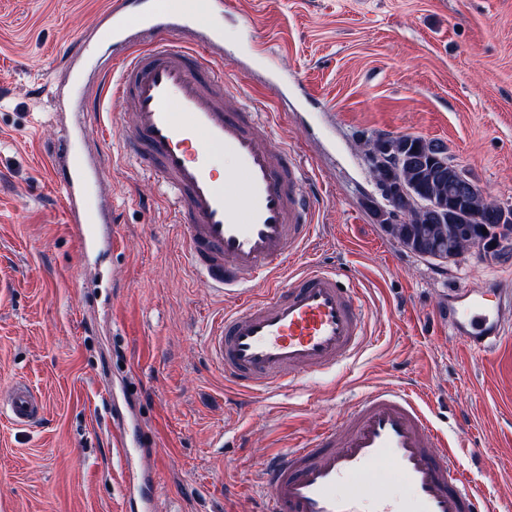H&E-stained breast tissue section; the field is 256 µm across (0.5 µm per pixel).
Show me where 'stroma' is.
<instances>
[{
    "instance_id": "stroma-1",
    "label": "stroma",
    "mask_w": 512,
    "mask_h": 512,
    "mask_svg": "<svg viewBox=\"0 0 512 512\" xmlns=\"http://www.w3.org/2000/svg\"><path fill=\"white\" fill-rule=\"evenodd\" d=\"M106 2L0 0V382H26L45 406L31 427L0 412V512H136L112 450L116 382L159 464L158 512H257L269 454L390 384L428 398L463 465L512 507V341L471 352L445 315L449 289H512V255L405 250L376 222L384 200L362 149L383 134L441 141L486 197L512 205V0H224V82L272 116L317 200L313 240L276 283L333 268L367 316L354 359L254 397L206 360L226 307L182 260L160 184L127 160L130 115L107 101L82 117L106 158L90 199L113 215L96 280L36 160L66 134L55 113L81 90L64 60ZM107 53L90 40L86 65Z\"/></svg>"
}]
</instances>
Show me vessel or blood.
<instances>
[{"mask_svg":"<svg viewBox=\"0 0 512 512\" xmlns=\"http://www.w3.org/2000/svg\"><path fill=\"white\" fill-rule=\"evenodd\" d=\"M100 43L115 47L90 86L130 112L127 149L134 163L171 193L183 258L233 306L206 339L211 366L247 395L293 385L355 356L366 338L357 289L335 271L312 267L260 299L246 287L268 281L309 240L316 199L300 167L277 144L270 121L252 112L224 83L223 72L199 60L200 46L220 56L219 32L201 31L194 11L153 0L139 12L132 0H110ZM236 160L217 177L215 151ZM41 158L66 194L67 221L85 256L103 245L101 212L86 200L103 164L67 138ZM448 328L463 345L495 354L512 340V290L467 285L448 291ZM10 418L31 426L43 406L27 387H9ZM112 447L125 472H139L153 498L154 462L121 410H114ZM390 470L408 490L399 500L380 486ZM260 512H496L469 475L459 450L435 429L422 398L397 387L363 395L336 424L267 458L259 473Z\"/></svg>","mask_w":512,"mask_h":512,"instance_id":"1","label":"vessel or blood"}]
</instances>
